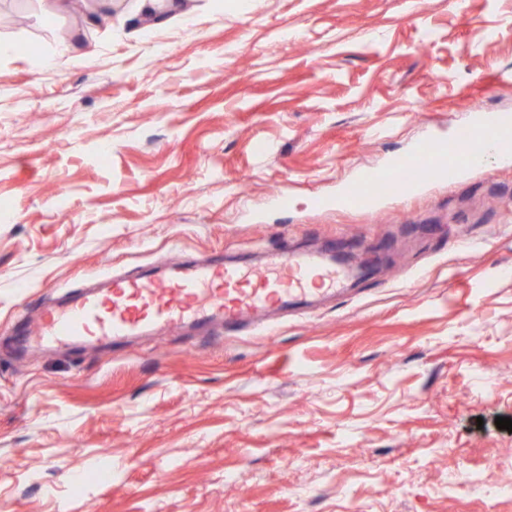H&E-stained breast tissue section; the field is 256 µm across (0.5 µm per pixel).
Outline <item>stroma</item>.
Here are the masks:
<instances>
[{"mask_svg": "<svg viewBox=\"0 0 512 512\" xmlns=\"http://www.w3.org/2000/svg\"><path fill=\"white\" fill-rule=\"evenodd\" d=\"M179 2L0 0V512H512L462 482L512 480V154L317 204L512 115V0ZM336 246L366 275L269 330L14 345L108 273ZM490 139L511 143L512 118L478 114L448 141L431 138L420 140L409 151L406 162L395 163L389 169L363 172L331 204L372 209L387 198L409 196L433 179L453 185L465 172L481 165V145ZM398 168L410 172V178H396ZM380 185L385 187L384 191L378 189Z\"/></svg>", "mask_w": 512, "mask_h": 512, "instance_id": "obj_1", "label": "stroma"}]
</instances>
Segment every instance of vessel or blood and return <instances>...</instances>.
<instances>
[{
  "label": "vessel or blood",
  "instance_id": "vessel-or-blood-1",
  "mask_svg": "<svg viewBox=\"0 0 512 512\" xmlns=\"http://www.w3.org/2000/svg\"><path fill=\"white\" fill-rule=\"evenodd\" d=\"M512 142V118L476 115L446 140L426 138L402 164L408 171L368 170L335 200L336 206L369 209L394 196H408L430 180L452 185L479 167L484 141ZM351 272L337 269L323 251L267 255L260 266L182 257L156 275L104 277L101 287L76 290L59 306H46L32 318L23 340L47 346L77 342L87 348L187 325L232 329L256 323L275 309H301L317 292H343Z\"/></svg>",
  "mask_w": 512,
  "mask_h": 512
}]
</instances>
